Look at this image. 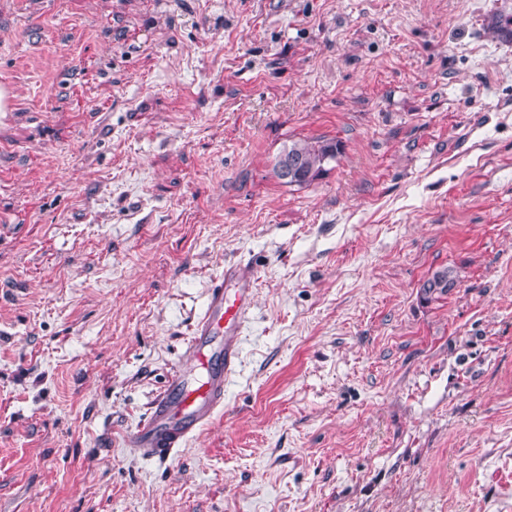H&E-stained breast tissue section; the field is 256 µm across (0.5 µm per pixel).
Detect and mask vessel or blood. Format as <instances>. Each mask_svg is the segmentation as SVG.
Returning a JSON list of instances; mask_svg holds the SVG:
<instances>
[{
    "instance_id": "1",
    "label": "vessel or blood",
    "mask_w": 512,
    "mask_h": 512,
    "mask_svg": "<svg viewBox=\"0 0 512 512\" xmlns=\"http://www.w3.org/2000/svg\"><path fill=\"white\" fill-rule=\"evenodd\" d=\"M502 48L512 47V0H493L483 17ZM255 269L249 263L225 267L208 291L184 356V368L168 378L148 421L131 437L150 459H174L189 438L211 425L224 410V386L240 359V333L252 303Z\"/></svg>"
}]
</instances>
